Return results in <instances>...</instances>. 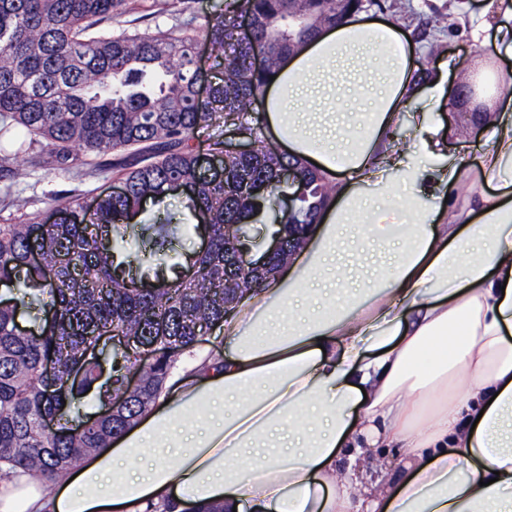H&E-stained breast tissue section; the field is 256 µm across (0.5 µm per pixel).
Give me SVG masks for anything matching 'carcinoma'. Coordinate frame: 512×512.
<instances>
[{
	"mask_svg": "<svg viewBox=\"0 0 512 512\" xmlns=\"http://www.w3.org/2000/svg\"><path fill=\"white\" fill-rule=\"evenodd\" d=\"M364 0H233L205 26L218 62L207 97L197 96L195 43L180 26L101 34L120 18L127 0H0V136L16 129L26 140L0 168L19 175L12 158L45 140V163L68 172L108 152L143 154L118 164L125 192L99 197L94 210L69 203L77 220L40 224L18 218L0 224V281L16 286L13 305L0 303V463L38 478L51 491L79 461L122 435L156 404L181 358L224 321L243 294L278 272L284 257L244 273L235 244L290 193L280 232L317 223L328 202L323 177L266 142L253 104L267 74L323 27L363 7ZM265 66L253 68L255 49ZM212 129V151L223 157L220 176L202 174L193 139ZM234 131L247 154L224 149ZM293 170L288 183L283 172ZM189 189L206 244L173 279L138 286L115 255L141 252L162 266L184 224L165 214L130 224L141 202L160 204L172 184ZM24 311L50 314L32 337L18 330ZM153 350L159 355L144 358ZM54 372L45 373V362ZM141 372L140 390L110 414L74 424L82 406L100 407L127 391ZM46 419L57 431L43 430Z\"/></svg>",
	"mask_w": 512,
	"mask_h": 512,
	"instance_id": "obj_1",
	"label": "carcinoma"
}]
</instances>
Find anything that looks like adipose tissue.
Masks as SVG:
<instances>
[{"label":"adipose tissue","mask_w":512,"mask_h":512,"mask_svg":"<svg viewBox=\"0 0 512 512\" xmlns=\"http://www.w3.org/2000/svg\"><path fill=\"white\" fill-rule=\"evenodd\" d=\"M460 32L494 61L474 87L493 111L478 172L414 106L442 103L451 61L419 89L401 24L321 30L261 99L272 140L336 182L303 248L234 305L205 368L52 495L0 476V512H512V0ZM467 183L484 191L458 201ZM363 435L404 448L397 478L364 485Z\"/></svg>","instance_id":"obj_1"}]
</instances>
